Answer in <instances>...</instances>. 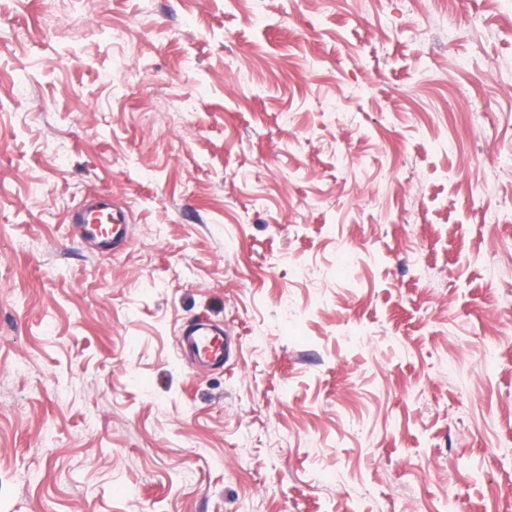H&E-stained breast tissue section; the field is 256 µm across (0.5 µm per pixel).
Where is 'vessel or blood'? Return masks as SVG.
I'll use <instances>...</instances> for the list:
<instances>
[{
  "label": "vessel or blood",
  "instance_id": "1",
  "mask_svg": "<svg viewBox=\"0 0 512 512\" xmlns=\"http://www.w3.org/2000/svg\"><path fill=\"white\" fill-rule=\"evenodd\" d=\"M70 219L78 225L80 239L92 242L103 254L119 250L128 239L129 215L113 203L111 195L86 199ZM177 340L181 350L191 353L204 366H223L230 354L227 331L205 323L181 326Z\"/></svg>",
  "mask_w": 512,
  "mask_h": 512
}]
</instances>
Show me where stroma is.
I'll return each mask as SVG.
<instances>
[{"mask_svg":"<svg viewBox=\"0 0 512 512\" xmlns=\"http://www.w3.org/2000/svg\"><path fill=\"white\" fill-rule=\"evenodd\" d=\"M0 512H512V0H0ZM70 219L78 224L80 239L92 242L105 255L114 254L128 240L129 215L113 203L112 194L86 199ZM228 335L226 329L195 322L181 326L177 340L179 348L190 352L201 365L223 367L230 354L231 338Z\"/></svg>","mask_w":512,"mask_h":512,"instance_id":"stroma-1","label":"stroma"}]
</instances>
